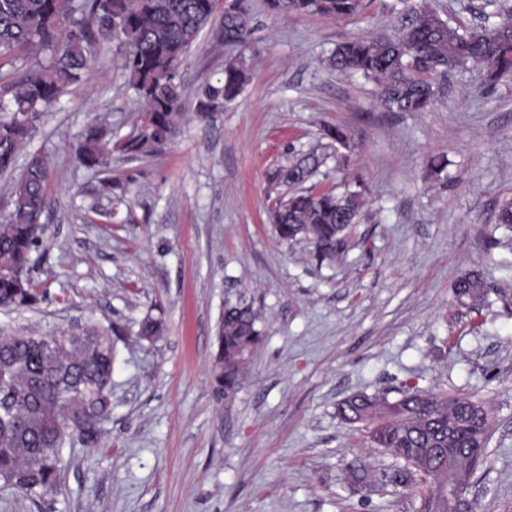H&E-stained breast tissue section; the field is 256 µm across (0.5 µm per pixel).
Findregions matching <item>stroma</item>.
Segmentation results:
<instances>
[{
  "mask_svg": "<svg viewBox=\"0 0 512 512\" xmlns=\"http://www.w3.org/2000/svg\"><path fill=\"white\" fill-rule=\"evenodd\" d=\"M373 0L335 19L269 14L250 0L253 30L215 50L208 26L181 69L191 118L154 154L113 152L103 173L80 167L87 125L132 135L144 102L107 45L65 89L33 146L52 176L44 244L30 277L47 299L0 308V334L50 335L75 324H119L112 417L102 445L62 450L61 485L39 508L0 488V512H418L408 492L372 494L344 469L376 473L394 460L371 447L336 407L352 394L419 389L468 398L494 416L485 463L467 493L478 512H512V240L495 227L512 197V79L450 75L425 112H392L358 74L326 69L338 43L386 31L390 5ZM243 63L241 96L194 119L196 95L225 61ZM327 125L350 139L337 174ZM313 152L311 183L340 191L342 175L368 192L343 257L316 264L307 242H280L270 173ZM448 180L428 175L431 156ZM111 194L101 191L102 179ZM490 284L480 313L453 301L464 273ZM243 292L265 335L241 390L216 399L212 371L228 294ZM162 317L155 342L140 320Z\"/></svg>",
  "mask_w": 512,
  "mask_h": 512,
  "instance_id": "obj_1",
  "label": "stroma"
}]
</instances>
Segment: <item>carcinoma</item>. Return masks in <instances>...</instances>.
Listing matches in <instances>:
<instances>
[{
	"label": "carcinoma",
	"instance_id": "obj_1",
	"mask_svg": "<svg viewBox=\"0 0 512 512\" xmlns=\"http://www.w3.org/2000/svg\"><path fill=\"white\" fill-rule=\"evenodd\" d=\"M397 21L385 34L336 45L326 67L356 72L381 89L391 112H425L434 103L436 78L452 71L481 70L493 85L512 76V7L492 4V22L483 26L442 18L432 0H402ZM272 12L346 18L361 0H266ZM216 0H0V64L22 54L44 52L48 64L0 93V174L10 173L25 157L13 181L7 211L0 215V307L33 308L42 295L28 277L31 253L39 246L51 169L45 155L29 150L37 126L64 88L77 83L103 40L117 42L129 82L146 108L137 136L122 145L132 153L150 154L171 142L187 118L181 67L200 32L214 18ZM248 0H234L224 10L219 45L239 42L251 31ZM247 73L225 64L217 84L203 86L196 115L206 119L224 102L239 96ZM112 154V131L90 124L77 141L76 162L87 169L106 167ZM309 153L275 169L277 184L302 185L320 167ZM365 186L356 177L343 193L311 186L277 199L271 223L279 239L304 240L318 262H331L347 248L352 226L364 205ZM489 288L482 276L459 277L455 300L471 297L485 303ZM253 306L228 298L218 327V354L213 374L215 398L236 395L248 362L263 340ZM165 331L162 318L145 316L137 336L149 341ZM120 329L86 325L78 334L0 336V486L33 504L60 484L62 448L76 441L89 450L100 447L104 424L112 415V369L116 351L100 336ZM337 415L346 424H364L373 447L399 460L376 480L361 462L347 468L353 485L410 491L420 498L419 512H452L448 503V466L475 475L483 463L482 437L490 414L473 400L450 399L433 392H409L391 400L360 392L341 401ZM456 432L448 436V421ZM435 448L454 449L453 460L439 459Z\"/></svg>",
	"mask_w": 512,
	"mask_h": 512
}]
</instances>
